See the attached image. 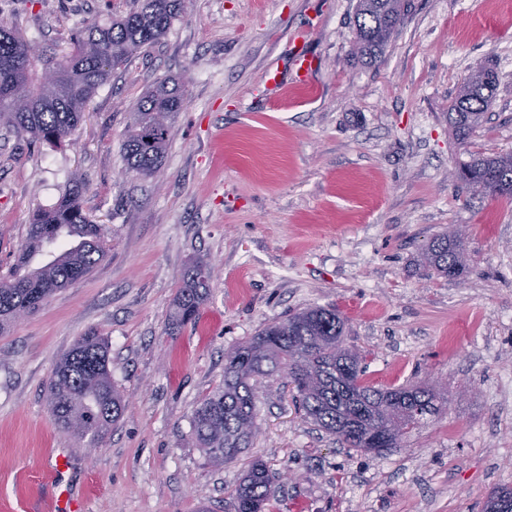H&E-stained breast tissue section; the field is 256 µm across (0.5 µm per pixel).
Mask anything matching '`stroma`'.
<instances>
[{
  "label": "stroma",
  "instance_id": "obj_1",
  "mask_svg": "<svg viewBox=\"0 0 512 512\" xmlns=\"http://www.w3.org/2000/svg\"><path fill=\"white\" fill-rule=\"evenodd\" d=\"M356 0H185L155 46L131 55L49 143L0 123V274L35 210L69 183L105 229V256L0 335V512H53L59 487L86 512H234L253 461L275 473L273 512H482L512 486V196L459 188L471 153L512 152V0H411L380 61L352 53ZM130 0H0L27 40L67 46ZM310 30L315 88L292 82L289 38ZM498 77L486 120L457 141L448 114L474 67ZM280 70L286 100L266 88ZM185 103L156 176L125 171L130 114L162 78ZM465 235L468 274L425 270L429 240ZM214 268L194 320L170 322L189 266ZM338 310L378 388L437 384L448 402L400 447L360 453L296 409L284 380L259 396L255 434L217 466L191 416L224 382V356L271 321ZM107 337L125 410L93 448L52 424L56 360ZM68 465L54 471L58 453Z\"/></svg>",
  "mask_w": 512,
  "mask_h": 512
}]
</instances>
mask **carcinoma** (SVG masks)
<instances>
[{"instance_id":"cac0c4a2","label":"carcinoma","mask_w":512,"mask_h":512,"mask_svg":"<svg viewBox=\"0 0 512 512\" xmlns=\"http://www.w3.org/2000/svg\"><path fill=\"white\" fill-rule=\"evenodd\" d=\"M136 8L112 17L107 26L80 30L68 50L43 48L28 56L30 42L0 21V118L18 135L61 140L81 123L86 103L134 52L159 43L178 16L182 0H134ZM405 0H358L355 53L371 64L380 57L403 21ZM56 70L46 83L39 71ZM497 86L491 70L479 68L461 86L449 113L450 127L461 140L484 120ZM182 85L162 79L133 112L124 140L126 170L153 177L162 165L172 136V118L182 110ZM462 188L512 196V154H473L460 165ZM85 185L73 183L60 201L35 212L15 270L0 280V333L18 316L29 314L55 292L86 277L104 256V229L83 208ZM37 255L48 260L32 266ZM436 274L465 275L463 241L455 232L434 237L422 256ZM211 268L195 262L175 298L172 324L192 320L205 301ZM361 353L346 342L345 320L334 309L310 308L276 319L224 360V385L205 397L192 414L196 447L222 464L249 447L261 384L284 377L304 416L343 447L364 452L375 436L400 441L422 421L437 417L444 394L426 383L377 388L363 382ZM54 426L94 446L122 416L125 404L112 384L109 347L91 331L56 362L48 387ZM274 476L253 462L232 494L234 512H266L274 498Z\"/></svg>"}]
</instances>
